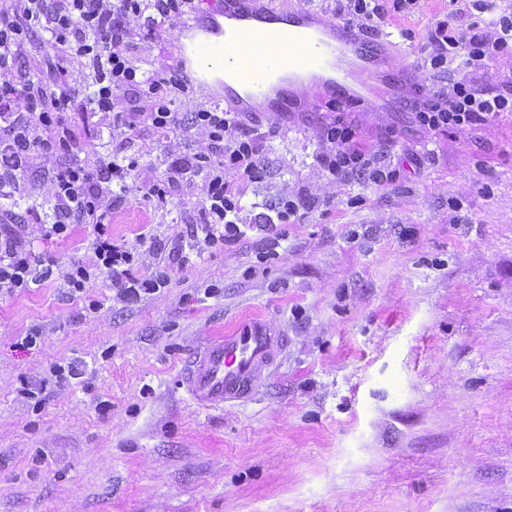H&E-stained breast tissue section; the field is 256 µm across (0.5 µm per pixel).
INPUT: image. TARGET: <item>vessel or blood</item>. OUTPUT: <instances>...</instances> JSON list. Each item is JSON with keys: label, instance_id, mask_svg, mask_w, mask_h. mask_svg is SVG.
Here are the masks:
<instances>
[{"label": "vessel or blood", "instance_id": "1", "mask_svg": "<svg viewBox=\"0 0 512 512\" xmlns=\"http://www.w3.org/2000/svg\"><path fill=\"white\" fill-rule=\"evenodd\" d=\"M222 15L204 32L222 38L228 53L213 58L202 45L191 53L199 80L221 74L224 100L237 111L281 114L295 91L309 85L333 99L358 100L373 78L387 75L385 56L368 39L311 10L284 12L260 0H224ZM270 43L283 45L287 56L264 53ZM287 342L285 332L264 320H244L200 346L182 372L181 386L202 409L251 400L262 369Z\"/></svg>", "mask_w": 512, "mask_h": 512}]
</instances>
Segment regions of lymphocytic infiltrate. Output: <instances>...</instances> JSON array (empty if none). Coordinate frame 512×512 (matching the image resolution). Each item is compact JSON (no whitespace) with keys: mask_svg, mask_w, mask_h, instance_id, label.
Listing matches in <instances>:
<instances>
[{"mask_svg":"<svg viewBox=\"0 0 512 512\" xmlns=\"http://www.w3.org/2000/svg\"><path fill=\"white\" fill-rule=\"evenodd\" d=\"M419 0H336L338 18L366 34L388 14L415 9ZM482 18L467 30L456 25L457 12L436 22L428 33L431 50L422 67L439 70L458 61L460 79L419 87L415 124L423 131L466 132L512 112V73L499 76L495 91L477 88L472 74L487 72L501 58L512 57V14L501 13L497 0H474ZM197 10L196 0H0V194L19 193L34 159L53 160L47 174L50 213L34 214L45 240L66 236L75 224H90L89 261L73 262L58 280L70 296L83 294L97 274L108 273L117 298L163 288L171 270L158 268L137 280L130 268L135 250L115 244L108 226L113 210L126 203L128 169L119 160L82 158L66 121L81 116L111 115L112 125L129 134L149 128L156 139L177 135L186 141L204 137V151L180 156L163 180L141 184L147 201L166 203L172 191L203 177L197 216L207 247L242 237L240 186L262 180V134L248 124L249 113L199 105L190 123L175 110L176 97L187 94L183 73L145 70L135 57L136 37L170 27L174 19ZM84 109H76V100ZM333 117L320 130L317 163L333 183L355 176L383 186L399 180L402 170L386 151H366L356 130L341 116L342 105H328ZM25 226L11 210L0 211V290L11 294L38 284L36 255L23 240Z\"/></svg>","mask_w":512,"mask_h":512,"instance_id":"obj_1","label":"lymphocytic infiltrate"}]
</instances>
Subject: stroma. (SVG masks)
<instances>
[{
    "instance_id": "1",
    "label": "stroma",
    "mask_w": 512,
    "mask_h": 512,
    "mask_svg": "<svg viewBox=\"0 0 512 512\" xmlns=\"http://www.w3.org/2000/svg\"><path fill=\"white\" fill-rule=\"evenodd\" d=\"M452 8L422 0L389 19L404 103L379 83L371 95L387 111L345 106L361 148L396 130L395 184L323 177L318 131L331 114L306 89L287 116L259 115L267 175L240 198L249 218L275 215L287 195L317 198L305 222L184 264L141 235L191 245L197 192L162 209L130 195L110 231L139 251L133 276L172 270L133 301L106 274L75 299L60 288L57 272L90 258L91 225L49 241L28 225L53 273L0 295V512H512V114L432 135L408 105L412 86L459 76L414 65ZM182 27L139 40L143 67L179 68ZM70 127L85 156L136 158L137 185L204 145ZM256 316L287 334L277 365L251 401L197 408L178 383L184 364ZM70 363L80 376L58 386Z\"/></svg>"
}]
</instances>
